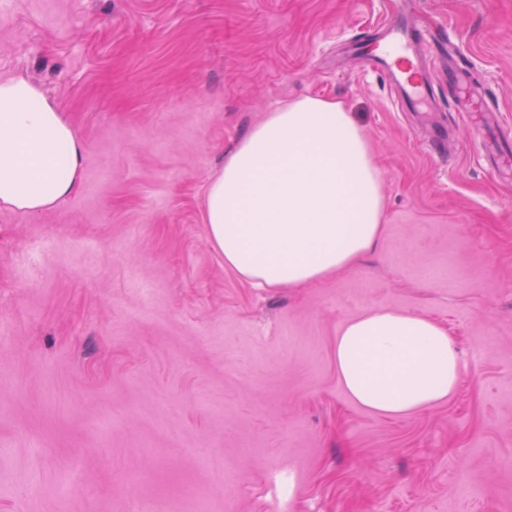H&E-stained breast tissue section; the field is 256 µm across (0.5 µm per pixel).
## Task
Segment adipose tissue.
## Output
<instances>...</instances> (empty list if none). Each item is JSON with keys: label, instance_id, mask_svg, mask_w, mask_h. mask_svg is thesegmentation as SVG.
I'll return each instance as SVG.
<instances>
[{"label": "adipose tissue", "instance_id": "obj_1", "mask_svg": "<svg viewBox=\"0 0 512 512\" xmlns=\"http://www.w3.org/2000/svg\"><path fill=\"white\" fill-rule=\"evenodd\" d=\"M86 147L29 79L0 80V207L36 214L78 188ZM382 177L342 103L305 96L239 139L207 187L204 221L226 267L263 288L313 283L350 268L383 232ZM337 376L362 407L402 418L448 401L465 360L446 327L371 308L335 342Z\"/></svg>", "mask_w": 512, "mask_h": 512}]
</instances>
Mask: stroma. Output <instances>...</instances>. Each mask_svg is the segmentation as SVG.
Wrapping results in <instances>:
<instances>
[{"label": "stroma", "instance_id": "obj_1", "mask_svg": "<svg viewBox=\"0 0 512 512\" xmlns=\"http://www.w3.org/2000/svg\"><path fill=\"white\" fill-rule=\"evenodd\" d=\"M400 7L450 40L424 45L441 158L362 62ZM15 75L87 152L64 202L0 208V512H512V177L453 107L486 86L512 132V0H11ZM306 95L361 127L384 233L335 276L258 288L211 245L205 190ZM373 307L447 326L448 402L392 419L347 396L336 334Z\"/></svg>", "mask_w": 512, "mask_h": 512}]
</instances>
